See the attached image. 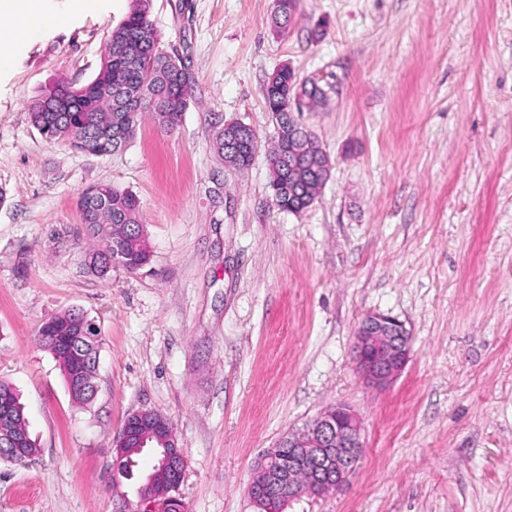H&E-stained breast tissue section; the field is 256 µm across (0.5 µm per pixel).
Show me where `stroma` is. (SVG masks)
Listing matches in <instances>:
<instances>
[{"label":"stroma","mask_w":512,"mask_h":512,"mask_svg":"<svg viewBox=\"0 0 512 512\" xmlns=\"http://www.w3.org/2000/svg\"><path fill=\"white\" fill-rule=\"evenodd\" d=\"M129 6L106 0L0 74V381L38 447L0 460V512H113V440L145 409L187 457L185 512H258V455L339 403L363 422L355 469L285 512H512V0H300L282 36L275 0H152L160 50L195 79L178 125L141 112L107 156L50 142L32 103L92 81ZM283 65L327 92L296 115L331 163L299 214L269 186ZM235 120L258 139L241 171L213 145ZM96 183L139 197L145 267L86 272ZM70 308L103 337L85 405L38 339ZM372 313L411 336L382 389L353 347Z\"/></svg>","instance_id":"obj_1"}]
</instances>
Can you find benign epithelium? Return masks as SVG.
<instances>
[{
  "label": "benign epithelium",
  "instance_id": "benign-epithelium-1",
  "mask_svg": "<svg viewBox=\"0 0 512 512\" xmlns=\"http://www.w3.org/2000/svg\"><path fill=\"white\" fill-rule=\"evenodd\" d=\"M250 126L232 121L224 124L228 136V157L241 152L251 154L252 145L242 135ZM410 332L398 318L375 313L366 316L354 336L357 366L362 377L376 387H387L404 371L409 361ZM146 419L143 412L129 416L114 440L113 451L121 453L134 439V429ZM363 425L359 415L348 405L333 406L308 422L300 431L281 437L264 450L274 455L280 448L288 449L289 466L278 476L288 486L287 503L293 498L310 493L324 495L344 484L353 472V458L363 448ZM161 457L159 466L167 470L171 489L177 490L183 479L186 457L175 440L164 433L157 435ZM172 498L150 495L141 485L132 487L115 503L114 512H168Z\"/></svg>",
  "mask_w": 512,
  "mask_h": 512
}]
</instances>
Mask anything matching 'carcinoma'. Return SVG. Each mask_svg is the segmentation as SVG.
<instances>
[{
	"label": "carcinoma",
	"instance_id": "1",
	"mask_svg": "<svg viewBox=\"0 0 512 512\" xmlns=\"http://www.w3.org/2000/svg\"><path fill=\"white\" fill-rule=\"evenodd\" d=\"M298 3L299 0H276L272 22L277 32L288 30L297 14ZM150 9L151 0H131L126 17L112 28L107 56L93 81L82 87L63 85L47 93L49 97L65 95L67 115L44 111L40 101L32 106L31 119L37 129L59 124L64 134L62 142L71 145L85 139L89 130L115 125L120 115L126 139L101 141L97 149L107 155L121 150L125 140L134 136L138 114L143 109L153 113L159 127L172 130L177 126L191 99L194 78L181 58L157 55L159 36L150 20ZM299 91L308 112L326 99L321 86L311 80H297L286 65L272 73L265 90L267 111L282 129L269 153L270 186L277 206L291 213L307 209L326 181L324 175L312 178L295 168L297 156L307 166L326 158L312 133L303 131L290 139L285 131L289 120L288 99ZM94 189V185L88 187L80 201L81 224L90 237L102 242L88 253V272L97 277L107 276L113 267L109 255L114 246L123 254L121 267L136 270L148 264L150 249L143 230L140 199L132 191L114 186L108 205L99 207L91 202ZM89 323L95 320L73 309L50 317L46 324L58 335L70 338L69 346L53 349L51 353L62 367L66 381L75 386L72 398L79 403L91 401L96 392L94 379L101 339H96L84 362L77 363L74 359V352L86 349L85 329ZM2 402L11 407L13 417L0 421V449L7 446L8 438L16 437L22 439L21 455L33 457L37 446L26 429L24 407L14 388L0 381ZM143 452L144 449L132 445L121 460H112V481L121 483L127 479L128 463L137 462ZM286 465L284 455H263L256 466L257 478H269Z\"/></svg>",
	"mask_w": 512,
	"mask_h": 512
}]
</instances>
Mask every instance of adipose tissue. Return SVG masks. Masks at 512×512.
Instances as JSON below:
<instances>
[{
  "label": "adipose tissue",
  "mask_w": 512,
  "mask_h": 512,
  "mask_svg": "<svg viewBox=\"0 0 512 512\" xmlns=\"http://www.w3.org/2000/svg\"><path fill=\"white\" fill-rule=\"evenodd\" d=\"M53 0H0V72L16 59L47 29L69 27L84 14L100 9L101 0H67L64 8L53 7Z\"/></svg>",
  "instance_id": "1"
}]
</instances>
